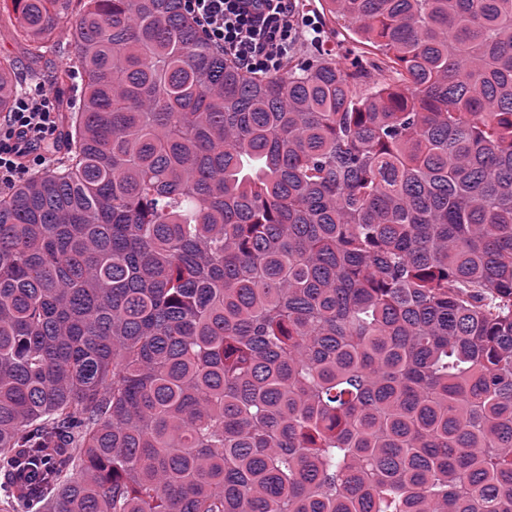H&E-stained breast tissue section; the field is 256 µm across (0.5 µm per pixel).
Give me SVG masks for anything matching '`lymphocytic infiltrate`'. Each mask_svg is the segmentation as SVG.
Wrapping results in <instances>:
<instances>
[{
	"mask_svg": "<svg viewBox=\"0 0 512 512\" xmlns=\"http://www.w3.org/2000/svg\"><path fill=\"white\" fill-rule=\"evenodd\" d=\"M202 37L253 74H277L300 33L295 0H180ZM60 143L56 97L42 85L0 116V189L45 169Z\"/></svg>",
	"mask_w": 512,
	"mask_h": 512,
	"instance_id": "1",
	"label": "lymphocytic infiltrate"
}]
</instances>
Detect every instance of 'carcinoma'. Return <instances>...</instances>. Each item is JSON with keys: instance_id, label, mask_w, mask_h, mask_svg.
Segmentation results:
<instances>
[{"instance_id": "cac0c4a2", "label": "carcinoma", "mask_w": 512, "mask_h": 512, "mask_svg": "<svg viewBox=\"0 0 512 512\" xmlns=\"http://www.w3.org/2000/svg\"><path fill=\"white\" fill-rule=\"evenodd\" d=\"M328 2L384 65L12 0L83 103L0 197V512H512V0Z\"/></svg>"}]
</instances>
